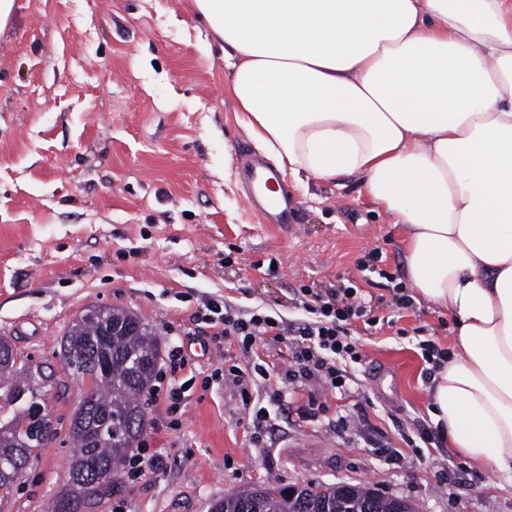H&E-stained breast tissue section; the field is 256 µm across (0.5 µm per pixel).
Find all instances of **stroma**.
<instances>
[{
    "label": "stroma",
    "instance_id": "stroma-1",
    "mask_svg": "<svg viewBox=\"0 0 512 512\" xmlns=\"http://www.w3.org/2000/svg\"><path fill=\"white\" fill-rule=\"evenodd\" d=\"M221 44L191 0H14L0 30V336L21 358L55 366L57 344L93 306L135 313L191 370L166 372L146 403L139 447L165 469L119 471L90 512H209L267 481L366 484L417 512H512V478L469 463L447 440L405 438L431 424L433 381L418 343L450 346L447 312L424 301L394 327L352 334L363 354L344 393L280 401L261 442L226 385L224 341L195 315L211 299L306 321L301 286L358 282L384 306L405 284L402 229L358 179L281 183L297 231L260 223L238 160L251 140L237 120ZM378 253L377 272L356 263ZM263 269H254V262ZM275 262L267 270L266 262ZM193 378L176 405L164 394ZM51 401L58 435L37 449L0 512H48L64 490L69 418L87 388L67 376ZM357 417L355 428L342 425Z\"/></svg>",
    "mask_w": 512,
    "mask_h": 512
}]
</instances>
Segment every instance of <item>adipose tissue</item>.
I'll use <instances>...</instances> for the list:
<instances>
[{
	"label": "adipose tissue",
	"mask_w": 512,
	"mask_h": 512,
	"mask_svg": "<svg viewBox=\"0 0 512 512\" xmlns=\"http://www.w3.org/2000/svg\"><path fill=\"white\" fill-rule=\"evenodd\" d=\"M238 122L295 180L358 178L453 322L432 420L512 475V0H193Z\"/></svg>",
	"instance_id": "1"
}]
</instances>
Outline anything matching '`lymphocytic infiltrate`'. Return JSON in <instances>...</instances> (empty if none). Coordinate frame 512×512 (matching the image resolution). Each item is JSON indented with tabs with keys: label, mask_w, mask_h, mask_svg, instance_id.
Here are the masks:
<instances>
[{
	"label": "lymphocytic infiltrate",
	"mask_w": 512,
	"mask_h": 512,
	"mask_svg": "<svg viewBox=\"0 0 512 512\" xmlns=\"http://www.w3.org/2000/svg\"><path fill=\"white\" fill-rule=\"evenodd\" d=\"M298 296L309 319L297 329L281 316L260 309L242 316L216 300L209 301L199 313L200 320L218 329L224 340V359L228 363L224 377L238 388L244 412L257 431L270 424L268 405L282 399L287 383L300 379L330 391L343 389L348 364L362 359L359 345L351 335L354 321H362L371 328L386 322L385 317L375 314L370 303L359 300L358 286L353 282L324 293L304 285ZM281 342L292 351V365L282 379L272 380L262 363L247 369L233 363L234 350L246 352L260 343ZM257 384L266 389L267 400L252 397L250 390Z\"/></svg>",
	"instance_id": "1"
}]
</instances>
